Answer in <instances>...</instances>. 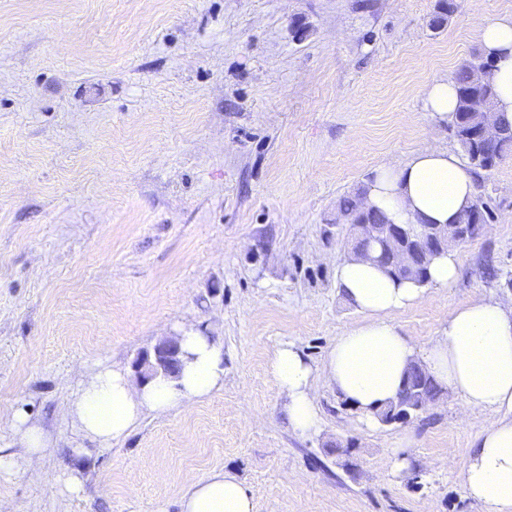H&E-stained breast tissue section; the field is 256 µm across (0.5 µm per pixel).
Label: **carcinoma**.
<instances>
[{
	"label": "carcinoma",
	"instance_id": "1",
	"mask_svg": "<svg viewBox=\"0 0 512 512\" xmlns=\"http://www.w3.org/2000/svg\"><path fill=\"white\" fill-rule=\"evenodd\" d=\"M491 66L485 56L479 55L472 60H466L459 65L454 80L457 84L458 106L455 120L451 124V132L459 151L467 159L474 174L478 177L495 169L509 154L512 153V125L506 121L497 123V133L491 140L479 142L472 137V130L484 121L485 112L481 109V102H495L496 93L489 83L476 85L472 81V71L479 66ZM360 195L355 194L342 198L338 205V218H345L352 222L367 224L371 234L359 241L364 252L374 249L377 252V261L393 278L411 280L420 286L427 283L428 271L434 256L419 257L418 260L406 267L396 265L390 257V249L386 246L381 228L387 225L383 216L375 211H364L359 206ZM491 212L487 203L475 198L470 207L465 210L459 219L461 224L485 225L490 221ZM418 391L439 396L443 392L442 386L420 365H410L401 394L408 397Z\"/></svg>",
	"mask_w": 512,
	"mask_h": 512
}]
</instances>
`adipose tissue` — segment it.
<instances>
[{
	"instance_id": "adipose-tissue-1",
	"label": "adipose tissue",
	"mask_w": 512,
	"mask_h": 512,
	"mask_svg": "<svg viewBox=\"0 0 512 512\" xmlns=\"http://www.w3.org/2000/svg\"><path fill=\"white\" fill-rule=\"evenodd\" d=\"M491 62L487 75L497 94L494 120L512 121V14L479 31ZM457 107L453 78L433 80L423 109L449 123ZM474 176L453 150L425 147L406 161L382 164L367 181L363 210L381 211L393 224L457 223L475 199ZM455 250L436 257L427 287L389 276L372 259L348 256L336 269V284L363 319L337 336L320 365L288 342L274 352L268 373L286 399L290 426L299 434L319 432L321 409L314 385L323 379L368 421L395 400L408 367L420 362L464 409L484 414L485 424L470 442L460 478L468 496L487 512H512V297L482 298L451 314L439 336L426 345L405 336L393 315L426 297L427 288L455 284ZM182 368L175 379L134 380L119 367L104 366L83 383L68 405L82 435L101 447L126 437L144 414L164 415L197 403L224 385V349L195 327L183 329ZM181 512H253V501L236 476L215 471L193 483Z\"/></svg>"
}]
</instances>
